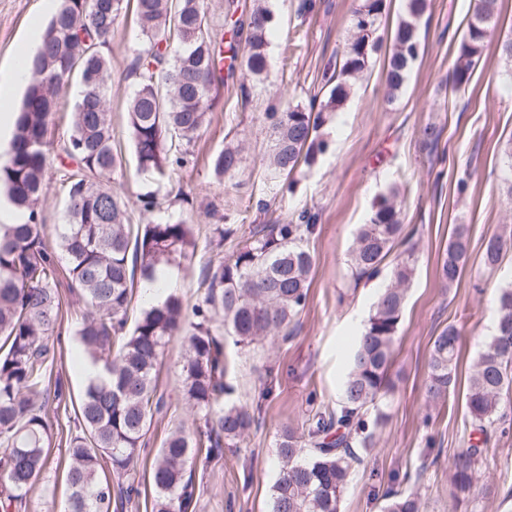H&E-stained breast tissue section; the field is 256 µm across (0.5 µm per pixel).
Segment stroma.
I'll use <instances>...</instances> for the list:
<instances>
[{
	"mask_svg": "<svg viewBox=\"0 0 512 512\" xmlns=\"http://www.w3.org/2000/svg\"><path fill=\"white\" fill-rule=\"evenodd\" d=\"M43 2L0 0L1 75H8L32 28L44 27L48 16ZM315 3L310 13L304 0H266L275 16L267 47L271 77L260 83L239 70L227 80L220 104L208 113L195 139L189 163L170 174V184L182 189L177 198L169 196V185L153 186L133 155L125 113L135 88L131 65L140 43L133 14H121L106 49L112 64L108 96L113 144L125 159L112 186L135 208L141 193L157 190L158 207L148 213L136 209L135 222L180 218L194 225L195 256L170 269L169 290L186 307H194L203 295L206 266L227 259L250 229L288 223L305 209L317 216L316 231L306 242L315 261L308 299L287 337L243 347L225 336L231 399L260 405L259 422L208 468L188 512H270L282 429L302 427L316 413L338 407L348 350L379 288L389 282L384 274L354 280L350 254L375 198L393 188L404 198V233L416 258L394 346L396 389L389 398L390 419L378 432L375 447L354 466L339 512H381L389 490L417 494L423 512H448V465L473 436L465 409L467 378L494 331L498 290L512 283V239L498 269L487 270L481 263L485 241L512 232V203L502 193L503 151L512 142V63L498 53L500 43L512 39V0H498V26L465 89L456 92L448 88V71L474 0H429L419 25L421 54L393 99L386 84L385 49L406 2L387 0L379 29L384 51L370 61L346 102L324 113L320 133L327 150L285 187L274 184L266 169V114L320 93L350 33L356 0ZM429 124L439 129L440 137L434 148L426 149L422 130ZM229 144L239 146L241 164L235 175L219 181L211 159ZM47 155L48 186L39 210L51 235L62 221L65 191L55 149ZM215 224L234 225L235 236L213 238L210 228ZM460 224L467 228L470 259L457 282L446 288L438 269ZM85 313L83 303L64 295L52 337L53 376L74 397L85 383L76 336ZM450 325L461 333L456 383L445 402L431 407L425 395L431 345ZM183 363V344L173 339L158 367L167 411L146 435L142 472L150 471L170 428L193 425L194 412L181 392ZM51 459L28 494L25 512L65 510V448L54 446ZM482 469L484 477L474 490L482 512H512V425L492 432Z\"/></svg>",
	"mask_w": 512,
	"mask_h": 512,
	"instance_id": "stroma-1",
	"label": "stroma"
}]
</instances>
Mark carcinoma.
Instances as JSON below:
<instances>
[{
    "instance_id": "cac0c4a2",
    "label": "carcinoma",
    "mask_w": 512,
    "mask_h": 512,
    "mask_svg": "<svg viewBox=\"0 0 512 512\" xmlns=\"http://www.w3.org/2000/svg\"><path fill=\"white\" fill-rule=\"evenodd\" d=\"M498 0H476L460 40L449 84L466 85L494 32ZM133 6L142 42L133 61L136 89L126 106L138 169L157 181L182 168L189 147L224 87V72L236 67L267 73V36L274 16L255 7L237 14L230 0L224 24L210 23L204 0H58L41 43L26 57L33 73L15 112L8 164L0 168V191L25 215L0 234V512L25 506L30 489L49 468L57 419L47 398L51 392L55 349L50 344L61 310L60 276L88 313L76 335L86 360L101 369L87 381L76 403L78 432L66 439L69 466L67 512H112L114 503L139 495L140 463L146 434L166 410L157 387L158 366L169 342L183 339V396L194 410L195 429L171 430L155 456L150 481L153 512H186L196 497L191 458L204 465L224 457V446L242 437L258 421L245 406L224 403V337L213 321L224 316V333L250 346L288 329L305 306L313 256L304 242L314 234L317 216L303 211L298 223L253 228L232 255L202 281L206 291L188 317L179 296L169 293L144 307L131 330L127 312L138 285L151 288L163 269L192 259L196 238L183 220L132 222L129 203L108 184L123 170L112 145L108 81L111 61L105 53L117 19ZM386 0H359L352 11L353 35L336 59L324 96H311L284 112H269L273 149L269 164L289 175L310 166L324 152L319 138L322 114L349 97L351 80L381 48L376 36ZM426 0H406L387 65L389 93L401 90L420 52L418 26ZM80 93L71 112L70 132L59 142L66 189L63 223L54 242L38 206L47 188L49 126L70 80ZM239 150L226 147L211 159L218 178L235 172ZM403 231L396 195L379 196L369 222L360 225L351 266L356 278L380 273ZM505 241L489 238L483 264L497 266ZM468 260L466 230L455 228L439 268L446 286L459 278ZM415 270L413 249L393 265L348 360L340 407L320 412L298 433L282 432L280 473L273 486L271 512H338L352 467L373 447L388 419L394 390L391 367L396 333ZM459 330L450 325L433 342L426 393L447 398L458 360ZM512 284L500 289L494 333L472 366L465 406L478 432L506 424L512 402ZM483 449L472 445L450 466L448 512L472 502ZM111 469L116 481L101 473ZM382 512H422L418 498L389 491Z\"/></svg>"
}]
</instances>
